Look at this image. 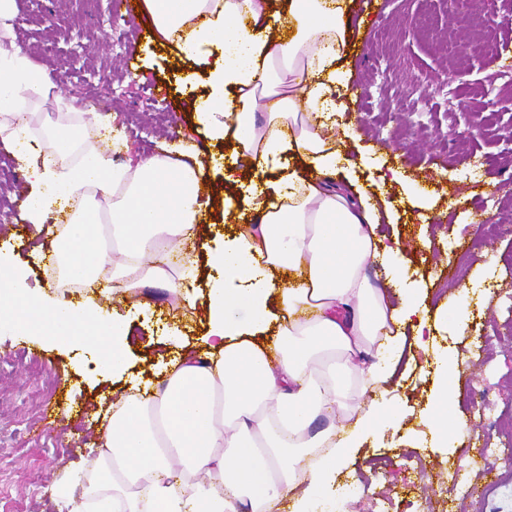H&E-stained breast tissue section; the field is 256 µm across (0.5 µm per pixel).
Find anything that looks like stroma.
Instances as JSON below:
<instances>
[{
  "label": "stroma",
  "instance_id": "1",
  "mask_svg": "<svg viewBox=\"0 0 512 512\" xmlns=\"http://www.w3.org/2000/svg\"><path fill=\"white\" fill-rule=\"evenodd\" d=\"M377 19L348 40L346 68L360 93L350 110L355 140L349 141L348 175L353 184L382 195L393 207L378 236L393 250V261L409 268L407 287L422 300L418 314L423 342L404 362L398 399L405 420L370 437L336 473V487L351 486L346 512H380L389 492L419 505L421 512H512V464L497 460L493 476L470 464L467 437L443 441L431 418L442 360L459 361L472 387L460 388L455 409L471 419L480 444L500 446V427L512 422V236L475 237L484 197L512 179V0H373ZM14 34L31 59L46 67L53 93L32 105V129L64 119L78 123L104 109L116 117L119 134L91 135L84 149H112L124 163L157 154L161 145L194 144L209 150L212 140L191 104L174 84L193 74L205 79L219 54L182 63L168 44L140 40L149 16L129 19L125 0H17ZM135 57L136 71L124 67ZM168 96L152 93L159 81ZM73 104L64 114L59 103ZM15 147L0 142V251L26 267L28 285H54L46 233L21 223L18 199L27 183ZM487 158L473 168V157ZM433 194L426 206L403 200L394 168ZM461 197L449 207V196ZM235 226L220 211L185 251L199 268L196 286L207 292L217 273L207 263L211 250L231 243ZM439 239L444 263L457 272L447 281L431 256L428 239ZM468 306L465 324L445 322L449 306ZM122 311L131 324V367L126 376H100L83 351L41 347L0 334V512H65L53 487L62 469L80 473L89 488L97 431L116 393L129 379L143 385L162 380L175 347L198 352L208 330L204 308L188 313L164 291L130 299ZM487 349L477 363L475 345ZM74 409L62 428L39 432L45 407ZM386 460L377 468L378 460ZM460 470L475 489L464 497L448 488V474ZM423 474L422 491L404 486Z\"/></svg>",
  "mask_w": 512,
  "mask_h": 512
}]
</instances>
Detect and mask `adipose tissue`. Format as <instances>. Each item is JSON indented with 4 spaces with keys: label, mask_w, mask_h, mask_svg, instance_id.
<instances>
[{
    "label": "adipose tissue",
    "mask_w": 512,
    "mask_h": 512,
    "mask_svg": "<svg viewBox=\"0 0 512 512\" xmlns=\"http://www.w3.org/2000/svg\"><path fill=\"white\" fill-rule=\"evenodd\" d=\"M352 0H144L158 36L181 61L217 51L209 92L194 110L231 154L208 166L155 155L136 166L80 154L83 132H111L110 115L57 122L33 138L32 100L53 86L14 37L16 0H0V139L18 144L27 174L25 222L44 229L62 277L98 288L113 304L126 293L164 288L194 308V271L165 267V241L196 237L210 198L205 170L243 165L236 188L242 230L209 254L220 276L209 288L206 350L180 356L164 381L120 393L101 424L96 487L77 495L63 470L69 512H335L337 468L404 407L380 402L400 390L407 328L420 310L415 289L365 274L379 254L387 202L340 176L344 125L336 112L339 62ZM273 98L264 114L260 99ZM65 224L53 222L56 212ZM0 332L93 356L101 375H125L131 328L119 312L29 288L0 257ZM458 365L443 366L435 431L463 430L453 407Z\"/></svg>",
    "instance_id": "ef3b65f1"
}]
</instances>
